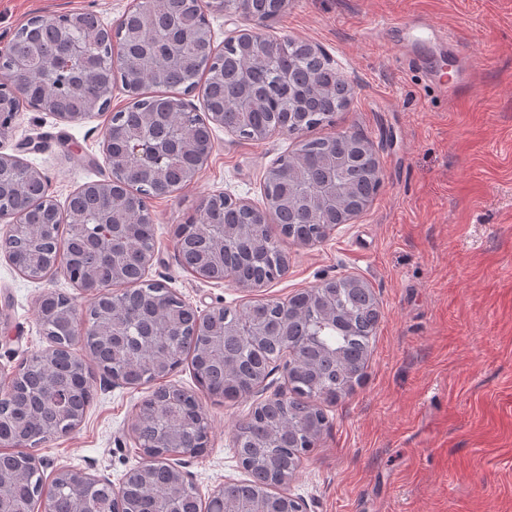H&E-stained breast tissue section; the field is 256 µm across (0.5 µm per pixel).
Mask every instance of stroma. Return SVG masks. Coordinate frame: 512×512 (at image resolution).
Wrapping results in <instances>:
<instances>
[{
    "label": "stroma",
    "instance_id": "obj_1",
    "mask_svg": "<svg viewBox=\"0 0 512 512\" xmlns=\"http://www.w3.org/2000/svg\"><path fill=\"white\" fill-rule=\"evenodd\" d=\"M132 0H0V48L34 15L89 12L114 24ZM396 18L447 30L453 44L406 52ZM265 34L324 51L352 87L321 136L365 138L383 184L373 201L322 242L297 245L271 225L287 273L253 292L204 281L182 264L174 230L201 200L224 191L263 206L268 170L297 139L243 140L213 127V150L186 187L148 202L156 227L148 277L201 310L285 299L344 276L363 278L379 310L361 382L326 406L329 426L289 492L307 512H512V0H288ZM472 67L464 92L447 95L427 67ZM108 117L66 122L22 107L0 153L37 167L58 203L111 172L101 147ZM38 143L30 150L28 142ZM77 296L57 275L33 281L0 256V368L12 370L48 343L37 298ZM169 385L195 392L209 423L202 453L181 466L202 495L243 481L233 435L257 403L284 387L274 369L263 390L232 404L208 394L189 363ZM81 425L34 450L45 478L73 467L120 484L142 459L129 436L151 385L95 383Z\"/></svg>",
    "mask_w": 512,
    "mask_h": 512
}]
</instances>
